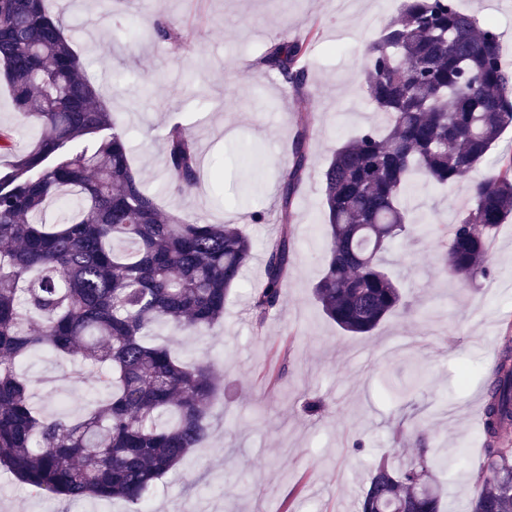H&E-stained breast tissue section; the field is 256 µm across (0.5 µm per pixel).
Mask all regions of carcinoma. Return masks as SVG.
<instances>
[{"mask_svg": "<svg viewBox=\"0 0 512 512\" xmlns=\"http://www.w3.org/2000/svg\"><path fill=\"white\" fill-rule=\"evenodd\" d=\"M141 36L177 33L157 22ZM311 40L274 42L259 60L302 104ZM363 75L384 132L370 127L338 146L322 174L325 264L313 287L323 314L355 336L409 311L383 267L395 239L414 232L438 240L445 273L472 281L489 274L488 239L512 216V156L475 182L470 206L450 226L419 224L404 205L412 174L450 187L482 166L512 126V86L494 26L456 0H403L399 17L369 48ZM0 77L14 109L40 127L0 175V466L50 499H118L140 512L151 487L208 438L220 386L209 367L185 365L148 337L161 325L201 332L223 319L253 245L236 224L163 211L142 187L124 130L45 0H0ZM316 121L300 113L282 172V228L266 247L249 304L259 331L280 307L293 264L288 221ZM94 136L92 149L63 152ZM14 141L15 127L0 123V153L13 154ZM164 142L168 185L191 190L200 178L194 136L173 123ZM54 203L67 213L45 224ZM38 349L80 357L73 382L89 374L106 397L78 417L44 415L17 371ZM486 386L484 459L470 512H512V448L500 443L512 425L511 347ZM410 436L412 458L384 455L374 463L359 512H440V448L424 419Z\"/></svg>", "mask_w": 512, "mask_h": 512, "instance_id": "1", "label": "carcinoma"}]
</instances>
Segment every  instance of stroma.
Segmentation results:
<instances>
[{"label": "stroma", "mask_w": 512, "mask_h": 512, "mask_svg": "<svg viewBox=\"0 0 512 512\" xmlns=\"http://www.w3.org/2000/svg\"><path fill=\"white\" fill-rule=\"evenodd\" d=\"M501 35V60L512 73V0H456ZM402 0H49L63 17L85 71L127 131L133 166L164 210L211 224H237L253 259L233 289L224 320L189 334L163 327L188 365L208 364L223 384L211 410V433L188 461L145 497L151 512H357L358 497L381 454L412 453L398 427L428 419L452 463L438 477L442 512H467L483 455L479 419L485 379L512 326V217L489 240L490 273L461 284L443 272L442 250L428 238L396 242L386 267L397 274L414 311L372 336H350L329 322L313 296L323 263L321 173L337 145L380 125L358 90L368 46L400 14ZM173 25L177 40L142 41L140 26ZM315 31L303 64L306 104L284 98L259 63L284 36ZM315 112L306 179L292 205L294 261L279 310L263 330L249 315L264 253L280 226V176L302 110ZM181 122L201 154L200 179L187 195L165 183L164 130ZM261 145L267 167L247 151ZM469 174L448 189L419 186L407 199L414 217L451 224L470 204ZM260 210L265 220H249ZM77 357L38 351L18 364L33 401L71 414L96 399L70 380ZM321 414L304 409L308 398ZM46 500L0 468V512H43Z\"/></svg>", "instance_id": "stroma-1"}]
</instances>
